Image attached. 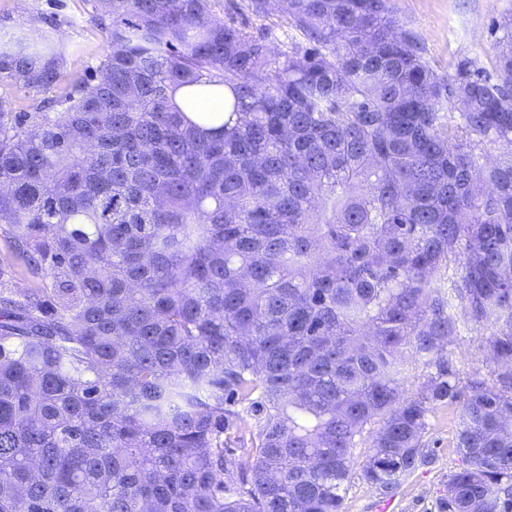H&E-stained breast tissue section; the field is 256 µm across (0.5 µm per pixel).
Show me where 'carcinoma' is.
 <instances>
[{
  "label": "carcinoma",
  "instance_id": "obj_1",
  "mask_svg": "<svg viewBox=\"0 0 512 512\" xmlns=\"http://www.w3.org/2000/svg\"><path fill=\"white\" fill-rule=\"evenodd\" d=\"M211 2L92 0L80 76L0 32V82L65 85L0 97V236L40 284L0 289V512H343L426 461L436 405L448 512H512V18L446 80L393 0H282L281 60ZM179 87L224 91L219 131ZM0 95L7 96L14 102L17 112H26L31 110V106L37 104L43 96L33 92L28 93L23 90L16 89L7 81L0 83ZM482 337L469 327H462L460 335L452 346L454 368L465 382L467 379L476 377L492 382L494 378L492 376L494 366L486 361L480 347Z\"/></svg>",
  "mask_w": 512,
  "mask_h": 512
}]
</instances>
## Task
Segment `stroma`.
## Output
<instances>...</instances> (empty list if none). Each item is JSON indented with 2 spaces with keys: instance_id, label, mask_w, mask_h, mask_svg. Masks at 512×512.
Wrapping results in <instances>:
<instances>
[{
  "instance_id": "35a3bbf8",
  "label": "stroma",
  "mask_w": 512,
  "mask_h": 512,
  "mask_svg": "<svg viewBox=\"0 0 512 512\" xmlns=\"http://www.w3.org/2000/svg\"><path fill=\"white\" fill-rule=\"evenodd\" d=\"M250 0H213L212 14L222 19L233 15L261 30L273 57L287 52L300 38L280 12L255 18ZM401 20L416 34L425 59L443 77H451L458 61L477 58L493 69L498 35L494 20L512 14V0H395ZM89 0H0V29L40 24L66 53L68 69L80 71L97 64L107 45V33L91 18ZM481 337L461 328L452 347V361L462 379L491 380L494 370L480 347ZM425 437L428 458L391 496L380 494L361 479H354L346 496L344 512H446L444 491L459 467L455 438L458 410L437 406L430 410Z\"/></svg>"
}]
</instances>
